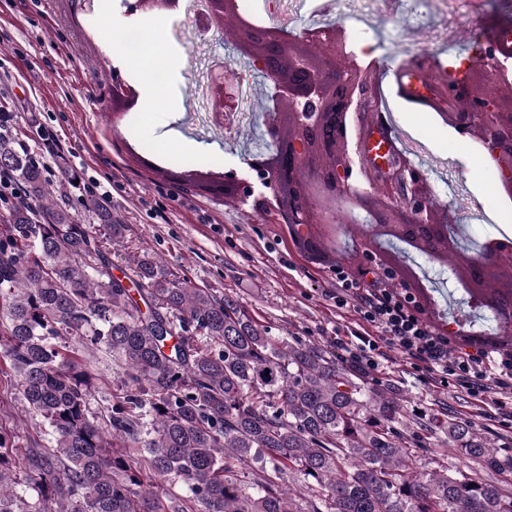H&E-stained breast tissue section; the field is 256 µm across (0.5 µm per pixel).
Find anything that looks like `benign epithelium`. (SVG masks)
Wrapping results in <instances>:
<instances>
[{
	"instance_id": "benign-epithelium-1",
	"label": "benign epithelium",
	"mask_w": 512,
	"mask_h": 512,
	"mask_svg": "<svg viewBox=\"0 0 512 512\" xmlns=\"http://www.w3.org/2000/svg\"><path fill=\"white\" fill-rule=\"evenodd\" d=\"M181 0H135L144 12H173ZM202 33L222 28L241 54L272 84L265 134L273 144L269 153L245 159L260 186L271 190L287 224L297 225L301 238L319 255L321 235L333 237L341 224H369L387 229L402 241H416L430 249L447 238V226L456 222L451 204L436 199L420 170L390 163L357 181L358 149L351 148V123L358 131L387 125L382 113L368 104L370 83L340 29L332 26L290 36L277 26L257 25L244 18L238 0H208V9L196 19ZM487 61L502 66L512 59V45L492 43ZM506 74L492 75L485 64L472 67L469 77L455 85L447 98L450 112L441 120L460 134L476 140L499 171V188L512 192V98L504 86ZM238 74L217 63L210 83L214 116L230 128L237 109ZM212 182L224 196L241 203L255 193L254 183L226 172ZM512 244L500 239L485 243L468 261V287L478 289L504 267Z\"/></svg>"
}]
</instances>
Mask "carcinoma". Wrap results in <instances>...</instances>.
I'll list each match as a JSON object with an SVG mask.
<instances>
[{"mask_svg":"<svg viewBox=\"0 0 512 512\" xmlns=\"http://www.w3.org/2000/svg\"><path fill=\"white\" fill-rule=\"evenodd\" d=\"M27 139L0 134V171L23 195L0 214V375L17 379L46 445L24 452L0 427V512H512L499 481L419 469L424 433L485 473H511L470 423L409 415L403 391L270 335L148 250L113 275L97 230L122 247L127 225L96 198L81 201L86 223ZM475 307L512 335V319ZM102 347L123 377L98 420L89 359ZM170 481L186 496L160 498Z\"/></svg>","mask_w":512,"mask_h":512,"instance_id":"cac0c4a2","label":"carcinoma"}]
</instances>
